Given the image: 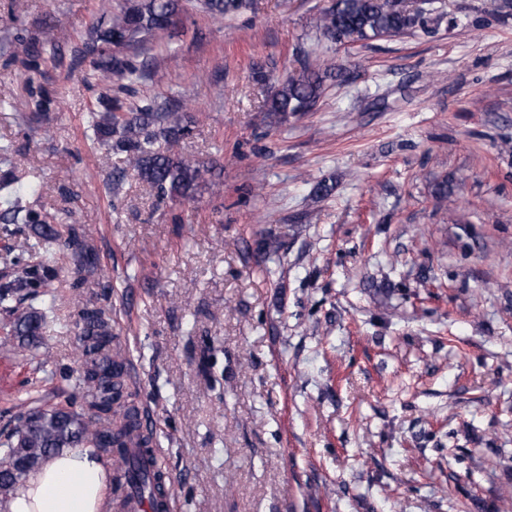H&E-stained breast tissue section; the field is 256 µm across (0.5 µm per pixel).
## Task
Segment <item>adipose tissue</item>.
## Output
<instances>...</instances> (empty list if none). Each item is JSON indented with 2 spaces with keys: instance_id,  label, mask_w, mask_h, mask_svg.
Instances as JSON below:
<instances>
[{
  "instance_id": "1",
  "label": "adipose tissue",
  "mask_w": 512,
  "mask_h": 512,
  "mask_svg": "<svg viewBox=\"0 0 512 512\" xmlns=\"http://www.w3.org/2000/svg\"><path fill=\"white\" fill-rule=\"evenodd\" d=\"M109 471L91 448L50 456L15 491L10 512H107Z\"/></svg>"
}]
</instances>
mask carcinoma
I'll return each mask as SVG.
<instances>
[{
	"label": "carcinoma",
	"mask_w": 512,
	"mask_h": 512,
	"mask_svg": "<svg viewBox=\"0 0 512 512\" xmlns=\"http://www.w3.org/2000/svg\"><path fill=\"white\" fill-rule=\"evenodd\" d=\"M197 7L214 19H224L253 10L255 4L254 0H200ZM183 10L182 0H118L115 4L100 0L101 20L88 29L74 55L89 61L92 71L101 77L138 82L143 70L112 53V49L133 47L145 37L167 30L176 24ZM426 27L425 10L414 8L408 0H332L316 22L321 39L343 45H364ZM347 77L341 66L309 65L300 78L276 80L266 112L278 123L310 112L327 81L343 82ZM181 109L178 99L165 108L146 99L128 110L120 98L112 97L102 102L100 111L92 113L89 129L94 141L126 154L138 179L156 189L160 197L190 201L210 167L164 149L192 133V122ZM14 183L12 178L0 181V193L11 198L9 222L30 225L37 241L30 245V260L23 263L18 257L9 259L18 272L0 283V310L12 317L7 335L18 341L19 348L30 350L41 342L61 301L51 291L57 246L70 252L75 273L82 278L98 271V258L87 235L76 225L56 224L25 208V197L39 194L41 186L16 187ZM77 326L82 365L75 389L83 409L78 412L69 403H20L19 425L0 440V502L8 500L16 486L46 457L64 448H93L116 458L114 496L138 488L155 500L158 512H166L168 490L163 473L146 467L144 453L136 459L128 456L132 439L145 448L154 437L151 429L148 435L142 434L138 409L126 395L122 360L112 347V318L103 306L86 302L78 310Z\"/></svg>",
	"instance_id": "cac0c4a2"
}]
</instances>
